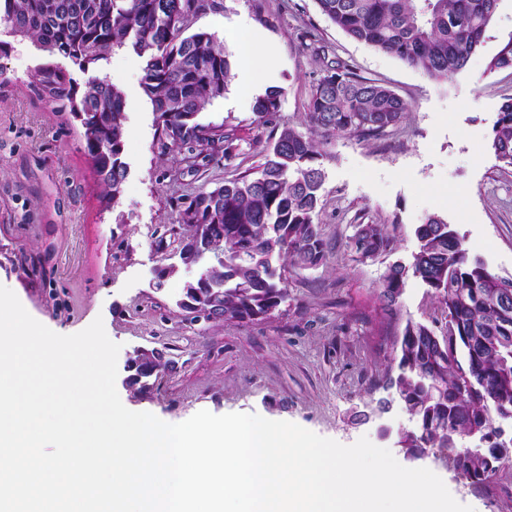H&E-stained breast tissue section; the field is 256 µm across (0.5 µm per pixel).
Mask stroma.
<instances>
[{"instance_id":"1","label":"stroma","mask_w":512,"mask_h":512,"mask_svg":"<svg viewBox=\"0 0 512 512\" xmlns=\"http://www.w3.org/2000/svg\"><path fill=\"white\" fill-rule=\"evenodd\" d=\"M247 18L276 49L283 91L272 125L305 130L312 89L330 61L342 59L361 76L379 80L410 105L402 123L360 138L336 137L326 165L319 220L327 264L287 268L288 300L279 314L256 323L192 319L177 301L185 271L158 280L177 265L186 227L179 209L198 190L259 165L253 149L272 125L229 85L223 99L200 115L202 124L230 135L232 158H193L164 146L144 94V62L114 50L98 70L125 95V157L129 174L120 203L107 208L104 191L84 152L81 128L57 111L30 77L42 62L30 43L0 30V285L26 311L61 335L102 319L120 344L117 366L159 351L162 365L148 392L117 382L123 405L176 424L201 410L257 414L296 423L350 445L368 437L402 466L427 468L474 512H512V469L480 486L455 471L443 448L422 459L397 444L409 414L394 390L376 382L390 364L392 343L412 318L438 317L434 296L409 281L395 310L385 309L378 285L389 259L354 260L346 241L356 224L396 225L391 259H408L414 230L430 214L453 224L471 256L512 277V170L502 168L490 134L503 98L512 96V71H489L500 41L512 34V0H501L494 25L467 68L444 83L405 62L346 37L315 0H214L189 20L190 31L223 36ZM391 400L376 412L379 399Z\"/></svg>"}]
</instances>
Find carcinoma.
I'll return each mask as SVG.
<instances>
[{
  "label": "carcinoma",
  "instance_id": "carcinoma-1",
  "mask_svg": "<svg viewBox=\"0 0 512 512\" xmlns=\"http://www.w3.org/2000/svg\"><path fill=\"white\" fill-rule=\"evenodd\" d=\"M207 0H0V21L30 39L48 60L32 73L48 100L79 121L84 150L109 204H117L128 175L125 98L116 84L91 76L78 85L54 56L87 72L115 48L145 60L142 89L170 146L203 154L232 139L199 122L200 113L224 97L234 78L233 53L214 34H185L189 18ZM320 13L350 39L418 67L434 81L462 72L484 42L500 0H315ZM512 70V34L488 64ZM282 91L269 90L253 104L259 120L277 112ZM409 104L381 82L336 61L312 90L306 110L309 133L284 126L256 149L263 162L211 191L201 190L179 212L190 225L183 252L201 242L219 258L200 273L192 302L207 308L224 297V321L258 322L278 313L288 288L278 263L315 268L328 251L318 221L325 163L333 156L316 146L338 135L370 136L399 125ZM491 148L512 168V97L501 103ZM409 263L390 264L379 286L385 307L398 304L409 279L436 295L445 329L407 320L393 343L397 372L378 386L393 389L415 421L398 445L413 456L428 448H454L463 435L495 437L501 417L512 414V304L500 298L512 278L492 273L468 255L456 228L436 214L415 229ZM385 224H357L347 241L356 261L375 262L394 250ZM455 470L485 482L512 468V454L459 450Z\"/></svg>",
  "mask_w": 512,
  "mask_h": 512
}]
</instances>
